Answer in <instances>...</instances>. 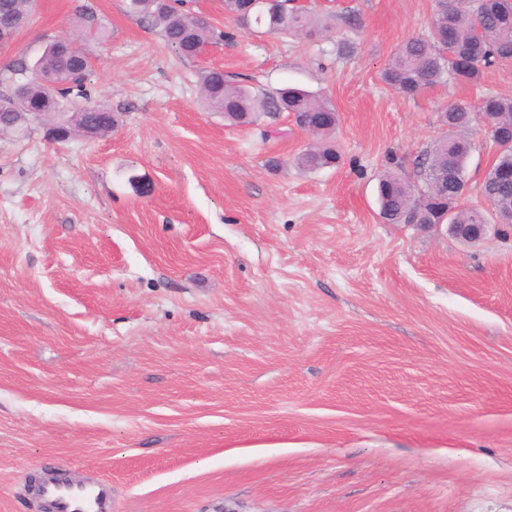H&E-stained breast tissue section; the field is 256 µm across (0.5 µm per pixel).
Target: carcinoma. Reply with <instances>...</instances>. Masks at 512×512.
<instances>
[{
    "label": "carcinoma",
    "mask_w": 512,
    "mask_h": 512,
    "mask_svg": "<svg viewBox=\"0 0 512 512\" xmlns=\"http://www.w3.org/2000/svg\"><path fill=\"white\" fill-rule=\"evenodd\" d=\"M126 13L156 31L181 58H193L201 45L224 41V30L200 20L185 9L184 0H125ZM36 8V0H0V14L17 17L23 30ZM224 13L271 35L310 34L329 28L332 17L320 16L303 7H283L279 3L257 4L255 0H224ZM73 29L101 40L105 31L96 26L92 9L81 6L73 20ZM512 59V0H437L430 32L412 37L399 45L382 73L383 81L397 93L414 97L448 79L476 86L485 70ZM53 69L70 77L74 87L57 90L55 98L46 92V71ZM87 70L73 62V54L57 48V40L48 39L41 59L20 62L0 80L9 90L0 93V134L23 133L29 124L48 121L56 100L72 91H82ZM198 84L205 106L224 113L233 124H249L268 112H288L297 119H321V124L306 131L317 141L297 157L305 169L333 168L341 155L332 135L339 118L332 100L324 95L285 86L273 92L256 89L237 75L220 69H203ZM87 113L88 132L95 139L112 132L118 119L104 102L94 103ZM483 115L499 131L501 149L482 183L481 192L499 210H512V179L501 176L512 171V96L488 93L478 106L455 102L439 112V121L456 129L467 128ZM474 144L465 138H444L420 163L421 183L389 170L380 179L379 215L389 224H403L406 215L419 224H435L446 212H453L455 224H485L482 209L463 200L464 163Z\"/></svg>",
    "instance_id": "carcinoma-1"
}]
</instances>
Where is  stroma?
<instances>
[{
  "label": "stroma",
  "instance_id": "35a3bbf8",
  "mask_svg": "<svg viewBox=\"0 0 512 512\" xmlns=\"http://www.w3.org/2000/svg\"><path fill=\"white\" fill-rule=\"evenodd\" d=\"M324 3L329 31L285 37L191 0L231 37L186 60L124 0H38L0 48L31 59L91 6L84 90L121 114L0 136V512H38L51 464L112 512H512V238L387 224L377 196L416 179L441 107L512 95V59L408 98L381 72L436 0ZM205 67L325 94L341 164L299 168L288 113L207 111ZM461 135L479 207L495 148ZM96 18L90 7L81 6L78 15L73 20V29L79 33L91 34L95 39L101 40L105 37V31L96 26Z\"/></svg>",
  "mask_w": 512,
  "mask_h": 512
}]
</instances>
